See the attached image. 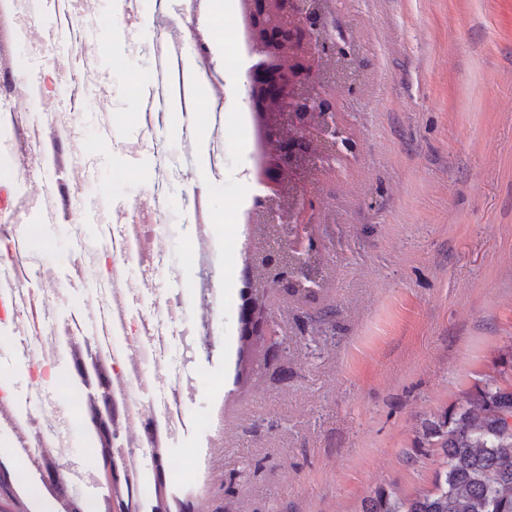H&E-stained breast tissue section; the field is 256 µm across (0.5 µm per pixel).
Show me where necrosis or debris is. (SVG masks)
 Listing matches in <instances>:
<instances>
[{"mask_svg": "<svg viewBox=\"0 0 512 512\" xmlns=\"http://www.w3.org/2000/svg\"><path fill=\"white\" fill-rule=\"evenodd\" d=\"M87 3L66 0L69 25L48 26L27 8L26 0H0V70L21 74L19 80L0 88V139L10 142L13 173L11 183L0 188V272H13L18 290L8 299L0 296V335L10 337L32 385L42 391L41 405L32 412L21 405L11 386L1 385L0 429L7 431L12 447L24 449L28 460L53 464L66 462L74 427L96 437L90 420L74 424L70 411H88L92 395L86 381L99 374L109 380L120 445L132 458H141L147 438L159 426L176 428L192 394L168 358L167 344L188 334L194 337L196 351L211 344L218 315L215 265H239L246 242L241 234L227 242L216 237L211 224L200 221L198 194H186L185 208L197 222L191 241L197 267L188 292L174 303L158 293L152 278L164 261L162 205L174 187L172 171L157 165L148 199L109 215L102 213L96 198L84 194L91 178L92 150L80 133L84 107L69 89L103 82L89 55L98 45L96 35L73 36L71 23L86 15ZM158 4L156 45L180 50L191 42L197 57L209 59L211 31L186 21L198 13L197 0H158ZM219 28L228 46L224 74L215 80L217 89L208 107L179 131V147L187 153L197 150V129L214 113H224L229 127L243 132L253 118L235 105L232 88L233 77L250 64L242 0H226ZM22 37L28 41L29 54L21 62L14 47ZM45 214L72 225L90 218L107 224L108 240L91 247L75 241L76 260L69 279L103 286V293L88 298L82 309L89 315L109 313L111 342L84 333L62 317L68 301L57 271L24 257L22 242L39 234V218ZM64 356L71 363L65 379L70 398L65 405L46 388L50 369Z\"/></svg>", "mask_w": 512, "mask_h": 512, "instance_id": "obj_1", "label": "necrosis or debris"}]
</instances>
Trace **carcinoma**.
Listing matches in <instances>:
<instances>
[{"mask_svg": "<svg viewBox=\"0 0 512 512\" xmlns=\"http://www.w3.org/2000/svg\"><path fill=\"white\" fill-rule=\"evenodd\" d=\"M423 444L440 455L431 487L411 498L377 489L362 512H512V386H474L427 422Z\"/></svg>", "mask_w": 512, "mask_h": 512, "instance_id": "1", "label": "carcinoma"}]
</instances>
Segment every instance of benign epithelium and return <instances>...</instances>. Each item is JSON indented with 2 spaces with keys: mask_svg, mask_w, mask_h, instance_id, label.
I'll list each match as a JSON object with an SVG mask.
<instances>
[{
  "mask_svg": "<svg viewBox=\"0 0 512 512\" xmlns=\"http://www.w3.org/2000/svg\"><path fill=\"white\" fill-rule=\"evenodd\" d=\"M254 31V57L244 71L247 103L267 112L266 135L275 146L270 171L262 181L268 193L260 199L258 224H275L278 237L262 241L251 234L250 267L246 274L251 287L241 317L247 322L250 344L264 349L253 367L261 376L281 367V351L288 339L279 336L275 317L269 312L273 289L301 302L318 297L320 289L307 287L319 281L326 267L322 251L308 234V221L325 203L311 188L310 174L333 168L336 158L354 151L352 140L336 120V85L328 79L335 61L346 69L340 83L353 85L361 78L357 58L329 36L326 20L314 13L311 0H249ZM156 486L169 490L163 456L150 451ZM97 467L106 489L104 512H132V499L124 491L126 476L111 449L101 452ZM64 512H84L83 502L68 492V481L54 467L40 466ZM13 470L0 464V498L12 497ZM152 512H191L190 505L168 494L155 498Z\"/></svg>",
  "mask_w": 512,
  "mask_h": 512,
  "instance_id": "obj_1",
  "label": "benign epithelium"
}]
</instances>
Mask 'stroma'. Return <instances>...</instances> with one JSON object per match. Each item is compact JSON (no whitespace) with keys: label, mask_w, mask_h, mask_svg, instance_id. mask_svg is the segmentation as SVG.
Wrapping results in <instances>:
<instances>
[{"label":"stroma","mask_w":512,"mask_h":512,"mask_svg":"<svg viewBox=\"0 0 512 512\" xmlns=\"http://www.w3.org/2000/svg\"><path fill=\"white\" fill-rule=\"evenodd\" d=\"M331 25L363 65L353 89L336 91L356 151L316 181L326 218L312 232L334 275L311 303L272 291L287 360L278 375L238 381L221 364L240 338L238 273L225 268L212 355L188 366L190 418L224 393V444L208 478L224 512H361L381 487L413 496L438 466L436 450L420 447L424 421L474 386L512 385L500 365L512 348V0H334ZM97 66L109 125L88 106L82 135L98 154L86 194L143 198L159 161L182 176L153 273L165 294L170 271L194 275L184 193L203 189L216 233L231 236L247 164L233 140L221 178L209 172L207 140L183 157L177 105L157 153L125 157L167 75L149 53L125 55L117 70L101 52ZM31 250L65 271L71 225H48Z\"/></svg>","instance_id":"1"}]
</instances>
